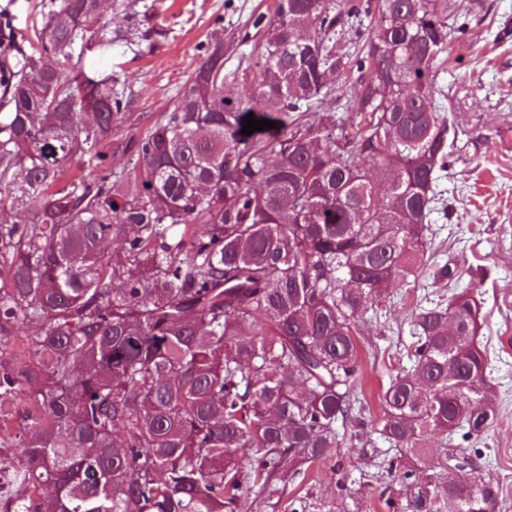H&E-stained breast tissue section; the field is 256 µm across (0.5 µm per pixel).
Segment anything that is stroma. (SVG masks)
<instances>
[{"label":"stroma","mask_w":512,"mask_h":512,"mask_svg":"<svg viewBox=\"0 0 512 512\" xmlns=\"http://www.w3.org/2000/svg\"><path fill=\"white\" fill-rule=\"evenodd\" d=\"M276 0H137L153 8L165 35L134 52L112 46V69L130 101L112 127L105 151L113 168L130 157V143L172 109L177 94L201 62V44L223 39L224 69L246 67L252 50L245 34L258 15H272ZM458 31L450 59L438 69L434 96L452 112L456 137L448 173L437 186L432 215L435 261L461 273L460 287L482 304L486 323L480 341L491 361L497 415L483 436L481 464L498 495L500 512H512V0H455ZM424 269L405 303L364 317L361 343L373 356L362 359L363 384L379 396L389 381L387 348L411 342L410 313L418 299L448 296ZM342 434V466L324 465L309 476L312 501L324 512L358 504L359 512H389L377 488L391 477L378 471L372 446L352 427Z\"/></svg>","instance_id":"stroma-1"}]
</instances>
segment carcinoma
<instances>
[{"mask_svg": "<svg viewBox=\"0 0 512 512\" xmlns=\"http://www.w3.org/2000/svg\"><path fill=\"white\" fill-rule=\"evenodd\" d=\"M102 4L46 0L38 46L0 20V186L24 216L0 230V344L22 342L0 362V512H237L336 461L348 423L390 445L387 507L499 512L468 445L497 414L468 289L412 309L378 414L357 392L361 319L432 250L449 0H277L252 65L226 74L208 43L120 172L102 144L128 104L86 59L154 28L131 0L126 31L94 29ZM345 69L363 86L338 124L320 103ZM240 76L256 105L224 93ZM250 113L276 128L243 134ZM78 151L90 179L67 175Z\"/></svg>", "mask_w": 512, "mask_h": 512, "instance_id": "1", "label": "carcinoma"}]
</instances>
